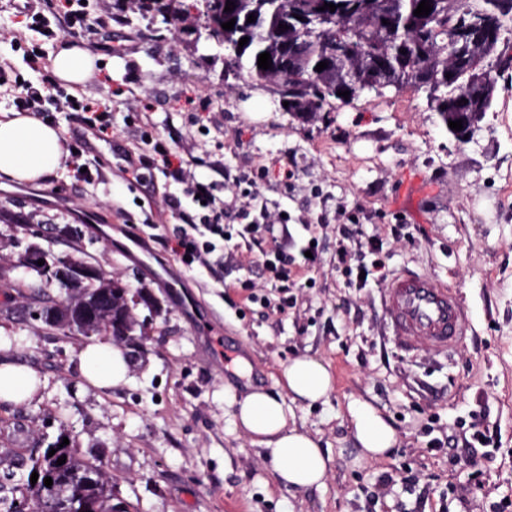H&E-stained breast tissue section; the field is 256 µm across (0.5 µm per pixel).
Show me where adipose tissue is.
<instances>
[{
  "mask_svg": "<svg viewBox=\"0 0 512 512\" xmlns=\"http://www.w3.org/2000/svg\"><path fill=\"white\" fill-rule=\"evenodd\" d=\"M95 56L78 42L63 44L55 53L52 75L57 82L82 85L95 72ZM70 151L62 132L29 112L0 113V177L21 185L44 180L63 168ZM82 376L95 388L121 386L128 362L111 344L85 345L80 353ZM284 393L256 389L236 402L234 423L250 443L264 452L280 485L305 491L322 487L331 458L318 439L290 423L298 404L325 402L332 389L328 369L309 356L291 359L282 370ZM42 382L37 374L11 361L0 362V398L21 401L35 395ZM348 413L360 456L367 461L388 457L398 443L395 428L373 405L355 400Z\"/></svg>",
  "mask_w": 512,
  "mask_h": 512,
  "instance_id": "ef3b65f1",
  "label": "adipose tissue"
}]
</instances>
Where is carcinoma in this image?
<instances>
[{"mask_svg": "<svg viewBox=\"0 0 512 512\" xmlns=\"http://www.w3.org/2000/svg\"><path fill=\"white\" fill-rule=\"evenodd\" d=\"M235 8L224 13V21L235 20L234 29L217 25L211 37L220 45L248 38L240 52L228 51L227 64L245 73L261 86L276 85L289 102L286 111L305 120H314L322 112H330L336 103L353 101L364 94L359 81L371 76L373 69L388 84L387 90L400 92L413 87L426 94L430 110L436 112L448 134L463 140L464 134L448 127V121L459 119L458 113L478 108L492 109L496 83L481 102L466 91L468 78L488 71L492 56L500 52L487 41L474 43L467 30L466 13H485L500 24L512 23V0H429L432 6L427 16L414 15L421 0H334L335 20L321 27L298 31L288 15L289 0H232ZM256 20L247 22L249 14ZM388 24H383L382 20ZM284 28H279V25ZM339 42L351 46V52L341 62L329 56ZM406 53H400V50ZM270 53L271 68L258 67L259 54ZM327 68L315 70L320 62ZM459 71L454 78L446 74ZM350 92L346 98L337 92ZM101 274L81 281L77 288L86 301L94 298L103 286ZM51 292L39 286L29 298L32 309L52 308ZM82 313L76 308L71 314L54 311L52 320L41 324L59 334L68 335L65 323ZM66 456L62 471L68 474L90 475L94 479L87 512H115L112 500V477L107 462L98 456L87 457L74 445L60 448ZM52 461L35 447L24 455L8 452L0 455V512H49V491L40 483L30 482L36 468H48Z\"/></svg>", "mask_w": 512, "mask_h": 512, "instance_id": "cac0c4a2", "label": "carcinoma"}]
</instances>
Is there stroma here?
Listing matches in <instances>:
<instances>
[{
    "mask_svg": "<svg viewBox=\"0 0 512 512\" xmlns=\"http://www.w3.org/2000/svg\"><path fill=\"white\" fill-rule=\"evenodd\" d=\"M125 14V25L83 37L86 46L103 42L119 53H99L94 77L71 90L112 107L110 142L85 152L97 159L99 177L82 181L69 167L38 184L0 189V209L24 219L0 222V256L29 242L54 245L147 288L162 312L151 319L137 311L149 335L127 383L93 388L80 372L87 337L42 329L26 306L30 276L7 272L0 358L33 369L44 387L28 401L0 400V446L18 453L70 433L82 453L106 460L131 512H496L512 499V76L498 77L492 112L463 141L411 89L367 94L306 122L226 69L202 21L175 26L130 4ZM1 29L18 36L0 39V61L34 81L50 72L57 41L20 23L8 0H0ZM35 46L42 57L33 64ZM258 95L266 105L255 112ZM142 108L196 177L217 181L218 202L235 195L223 167L265 168L260 193L270 212H287L296 244L318 238V261L290 290L286 311L276 307L260 251L229 241L223 266L187 270L155 243L173 236L163 209L172 186L158 173L129 183L116 167L119 154L142 146L124 122ZM285 157L298 170L288 184L277 176ZM86 208L97 224L82 225L81 240L59 238L57 227L81 225ZM147 211L154 227L141 223ZM350 224L357 227L352 256L360 242L382 240L389 274L424 272L463 298L472 330L451 354L426 349L409 357L394 346L380 284L350 287L337 264ZM394 224L405 227L397 239ZM242 281L256 302L246 301ZM214 336L230 340L248 359L252 384L267 390L295 356L327 366V401L294 409L296 424L332 458L323 487L280 486L262 450L236 429L243 382L225 370ZM354 400L374 405L396 429L389 457L359 460L348 415ZM475 422L489 426L495 445L475 448L467 461L450 459L449 436L471 437Z\"/></svg>",
    "mask_w": 512,
    "mask_h": 512,
    "instance_id": "obj_1",
    "label": "stroma"
}]
</instances>
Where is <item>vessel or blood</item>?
I'll use <instances>...</instances> for the list:
<instances>
[{
    "label": "vessel or blood",
    "mask_w": 512,
    "mask_h": 512,
    "mask_svg": "<svg viewBox=\"0 0 512 512\" xmlns=\"http://www.w3.org/2000/svg\"><path fill=\"white\" fill-rule=\"evenodd\" d=\"M382 306L390 336L408 354L424 349L448 352L469 330L459 295L426 273L395 274L383 290Z\"/></svg>",
    "instance_id": "b4317fda"
}]
</instances>
